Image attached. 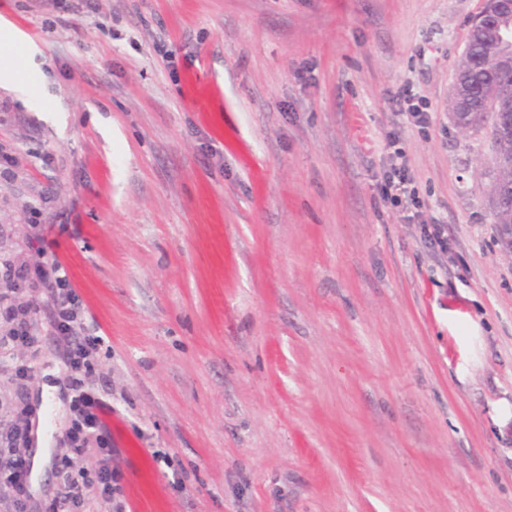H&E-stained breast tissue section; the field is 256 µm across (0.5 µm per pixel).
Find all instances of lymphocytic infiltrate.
<instances>
[{
  "instance_id": "f902f5d3",
  "label": "lymphocytic infiltrate",
  "mask_w": 512,
  "mask_h": 512,
  "mask_svg": "<svg viewBox=\"0 0 512 512\" xmlns=\"http://www.w3.org/2000/svg\"><path fill=\"white\" fill-rule=\"evenodd\" d=\"M387 166L377 184L383 201L401 210L421 208L419 192L414 185L408 158L398 138L386 143ZM44 225H37L32 241L40 247L43 260L35 267L10 269L9 277L39 290L40 299H16L0 294V353L18 348H35L41 333L39 320L47 318L51 328L69 338L65 353L69 372L64 379L72 418L57 441L52 462L59 477L52 497L37 501L32 493L35 435L38 417L27 399L26 383L33 367L25 362L13 363V376L18 393L14 414L6 432V447L0 448V498L11 512H129L121 486L122 475L113 467L117 450L112 444V430L107 422L111 405L94 394L89 384L108 380L98 377L96 354L102 336L92 334L85 323L87 312L65 266L57 254L48 252Z\"/></svg>"
}]
</instances>
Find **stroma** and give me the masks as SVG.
Wrapping results in <instances>:
<instances>
[{
  "label": "stroma",
  "instance_id": "35a3bbf8",
  "mask_svg": "<svg viewBox=\"0 0 512 512\" xmlns=\"http://www.w3.org/2000/svg\"><path fill=\"white\" fill-rule=\"evenodd\" d=\"M485 2L0 0L35 48L0 42V265L62 214L131 512H512V252L491 123L449 106ZM392 135L413 221L376 187ZM63 349L14 359L59 433ZM394 99H399V104L402 105L400 110L416 118V122L423 124L428 121L429 104L426 100L417 98L409 88L398 91Z\"/></svg>",
  "mask_w": 512,
  "mask_h": 512
}]
</instances>
